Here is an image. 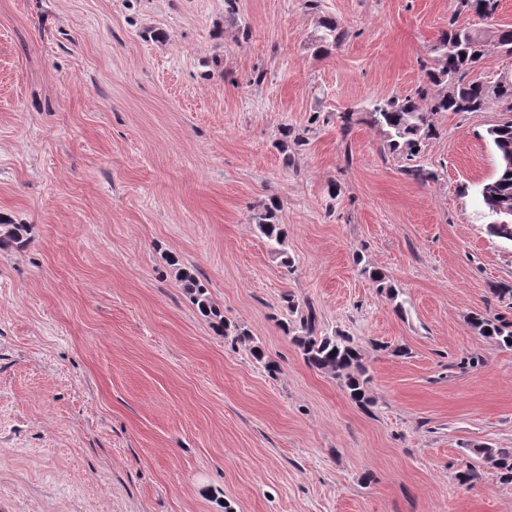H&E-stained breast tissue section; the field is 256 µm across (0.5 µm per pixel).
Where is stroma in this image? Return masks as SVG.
<instances>
[{
	"instance_id": "stroma-1",
	"label": "stroma",
	"mask_w": 512,
	"mask_h": 512,
	"mask_svg": "<svg viewBox=\"0 0 512 512\" xmlns=\"http://www.w3.org/2000/svg\"><path fill=\"white\" fill-rule=\"evenodd\" d=\"M453 11L0 0V221L28 227L0 249V512H512L476 453L512 448V348L469 323L512 314L478 194L499 109L434 115L427 183L339 121L412 94ZM326 17L348 37L320 54ZM272 201L287 268L254 221ZM286 293L354 339L369 406L307 366ZM181 275L182 279L186 282L190 297L194 304L197 305L199 311L206 317H211L216 321L218 319L215 327L221 335L227 336V331L229 329L227 325L224 324V319L213 305L207 294L206 288L202 284H199L195 277H193L189 272L182 271Z\"/></svg>"
}]
</instances>
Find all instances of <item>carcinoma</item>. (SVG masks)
<instances>
[{
    "label": "carcinoma",
    "instance_id": "1",
    "mask_svg": "<svg viewBox=\"0 0 512 512\" xmlns=\"http://www.w3.org/2000/svg\"><path fill=\"white\" fill-rule=\"evenodd\" d=\"M498 0H455L453 16L448 30L442 32L433 45V63L423 65L425 78L410 95L393 96L376 103L365 113L364 122L379 128L385 134V147L391 153H398L407 161L403 174L412 180L427 182L435 179V174L417 164L418 153L423 138L433 134L435 127L432 116L439 112H458L460 102L471 104L470 111L480 112L485 108V89L492 81L472 76L484 56L485 42L479 33L465 24L459 17L471 10L490 16L497 9ZM322 35L317 50L323 51L329 45L339 47L348 33L339 28L336 20L324 18L320 22ZM497 104L502 117L487 130L497 158L495 176L489 180L493 185L490 193L480 191L485 212L505 209L512 212V163H504L501 158L512 154V83L500 89ZM276 203L265 205L256 216V227L265 239L270 251L282 259V265L290 267L286 250L287 230L277 222ZM26 226L0 222V248L24 243ZM190 297L199 311L206 317L216 320V328L227 335L228 327L213 305L206 288L199 284L190 273L181 272ZM471 325L481 335H486L498 343L512 347V319L500 314L477 315ZM285 334L300 350L307 365L315 368L342 385L350 399L359 404H367V371L362 363L359 349L353 339L343 333L321 334L317 332L316 315L312 307L299 318V322L281 323ZM475 452L484 458H491L502 477L512 481V448L480 447Z\"/></svg>",
    "mask_w": 512,
    "mask_h": 512
}]
</instances>
